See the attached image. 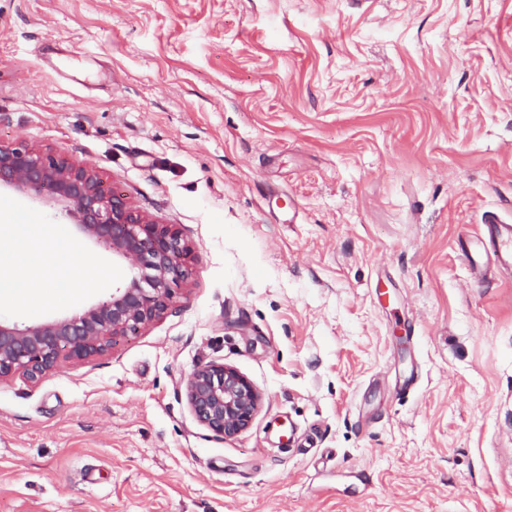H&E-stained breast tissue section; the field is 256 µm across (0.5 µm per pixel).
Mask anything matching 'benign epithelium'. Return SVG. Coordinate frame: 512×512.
Instances as JSON below:
<instances>
[{
  "label": "benign epithelium",
  "instance_id": "1",
  "mask_svg": "<svg viewBox=\"0 0 512 512\" xmlns=\"http://www.w3.org/2000/svg\"><path fill=\"white\" fill-rule=\"evenodd\" d=\"M46 193L75 219L77 230L129 262L125 281L109 299L78 314L20 327L0 320V379L20 372L37 382L60 359L84 360L107 352L114 342L173 309L174 287L188 275L190 253L170 224L133 208L105 189L91 167L51 150L26 144L0 146V189ZM199 423L225 439L250 427L262 395L236 368L211 363L197 367L185 384Z\"/></svg>",
  "mask_w": 512,
  "mask_h": 512
}]
</instances>
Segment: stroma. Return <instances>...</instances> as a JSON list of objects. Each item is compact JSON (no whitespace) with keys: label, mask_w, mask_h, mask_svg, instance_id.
I'll list each match as a JSON object with an SVG mask.
<instances>
[{"label":"stroma","mask_w":512,"mask_h":512,"mask_svg":"<svg viewBox=\"0 0 512 512\" xmlns=\"http://www.w3.org/2000/svg\"><path fill=\"white\" fill-rule=\"evenodd\" d=\"M0 144L47 147L191 248L177 308L0 379V512H512V0H0ZM100 287L125 273L46 195ZM262 392L225 439L185 395ZM483 231L470 242H461V250L473 268L485 259L492 261L500 270L512 269V224L495 212H488L483 221ZM188 404L199 423L225 439L250 427L262 395L236 368L211 363L197 367L185 384Z\"/></svg>","instance_id":"35a3bbf8"}]
</instances>
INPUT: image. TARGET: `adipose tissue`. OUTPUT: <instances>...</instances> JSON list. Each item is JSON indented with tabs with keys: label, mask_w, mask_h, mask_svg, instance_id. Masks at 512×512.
I'll list each match as a JSON object with an SVG mask.
<instances>
[{
	"label": "adipose tissue",
	"mask_w": 512,
	"mask_h": 512,
	"mask_svg": "<svg viewBox=\"0 0 512 512\" xmlns=\"http://www.w3.org/2000/svg\"><path fill=\"white\" fill-rule=\"evenodd\" d=\"M75 254L70 238L29 225L25 238L0 251V295L37 304L57 300L56 288Z\"/></svg>",
	"instance_id": "obj_1"
}]
</instances>
